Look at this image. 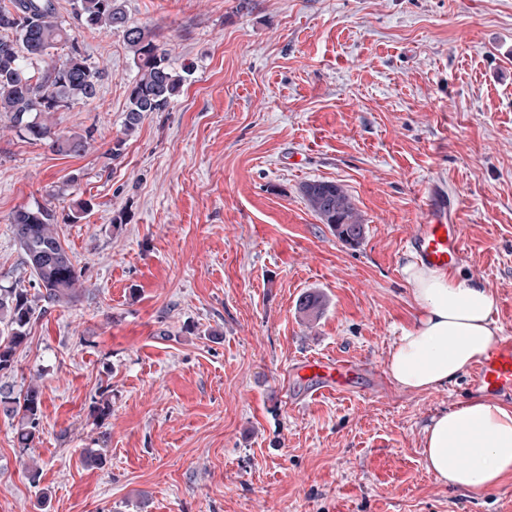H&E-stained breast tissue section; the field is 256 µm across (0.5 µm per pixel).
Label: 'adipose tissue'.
Instances as JSON below:
<instances>
[{"label":"adipose tissue","mask_w":512,"mask_h":512,"mask_svg":"<svg viewBox=\"0 0 512 512\" xmlns=\"http://www.w3.org/2000/svg\"><path fill=\"white\" fill-rule=\"evenodd\" d=\"M403 272L418 317L396 337L387 371L403 388L447 387L497 344L494 296L479 281L419 262ZM422 454L436 480L481 495L512 476V409L476 398L444 410L424 427Z\"/></svg>","instance_id":"1"}]
</instances>
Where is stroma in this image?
Returning a JSON list of instances; mask_svg holds the SVG:
<instances>
[{"label":"stroma","mask_w":512,"mask_h":512,"mask_svg":"<svg viewBox=\"0 0 512 512\" xmlns=\"http://www.w3.org/2000/svg\"><path fill=\"white\" fill-rule=\"evenodd\" d=\"M120 2L187 74L164 111L125 134L121 34L55 0L107 70L92 102L53 116L90 147L60 155L0 118V286L37 291L10 217L38 203L84 286L0 373L42 390L31 447L0 411V512H512V478L472 496L424 468L422 430L472 399L467 377L417 391L386 370L418 316L405 240L441 195L463 274L512 334V0ZM312 180L348 189L359 245L309 209ZM76 197L93 209L73 224ZM309 357L363 372L313 401L292 372Z\"/></svg>","instance_id":"35a3bbf8"}]
</instances>
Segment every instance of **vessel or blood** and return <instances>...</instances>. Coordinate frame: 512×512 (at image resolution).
Segmentation results:
<instances>
[{
	"label": "vessel or blood",
	"mask_w": 512,
	"mask_h": 512,
	"mask_svg": "<svg viewBox=\"0 0 512 512\" xmlns=\"http://www.w3.org/2000/svg\"><path fill=\"white\" fill-rule=\"evenodd\" d=\"M409 242L427 265L452 270L461 265L466 251L460 225L449 223L448 206L438 200L425 223L415 225ZM296 374L310 382L311 399L348 391L357 374L356 364L327 358H308L295 365ZM469 386L488 395L512 392V338L504 339L469 375Z\"/></svg>",
	"instance_id": "obj_1"
}]
</instances>
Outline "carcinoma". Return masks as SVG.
Wrapping results in <instances>:
<instances>
[{"label":"carcinoma","mask_w":512,"mask_h":512,"mask_svg":"<svg viewBox=\"0 0 512 512\" xmlns=\"http://www.w3.org/2000/svg\"><path fill=\"white\" fill-rule=\"evenodd\" d=\"M0 6V115L9 116L19 136L44 142L61 155H81L88 137L54 130L51 115L97 96L103 69L90 65L81 55L76 36L59 20L54 0H10ZM76 15L83 25L108 32L119 31L133 56L137 75L123 118L126 134L135 132L153 112L164 110L179 95L183 77L172 68L167 50L154 31L130 22L118 0H76ZM60 46L64 57L42 68L38 76L28 65L44 60ZM307 206L321 223L330 226L343 242L356 246L364 236V222L352 196L341 184L315 180L302 185ZM24 264L38 287L33 298L25 288H0V320L8 333L0 336V372L14 367L17 349L27 339L38 302L70 303L82 292L81 271L61 244L55 230V211L37 204L11 216ZM322 297L306 293L298 301L299 312L316 319ZM42 405V391L34 383L14 397L0 390V407L20 416L19 439L33 443Z\"/></svg>","instance_id":"obj_1"}]
</instances>
